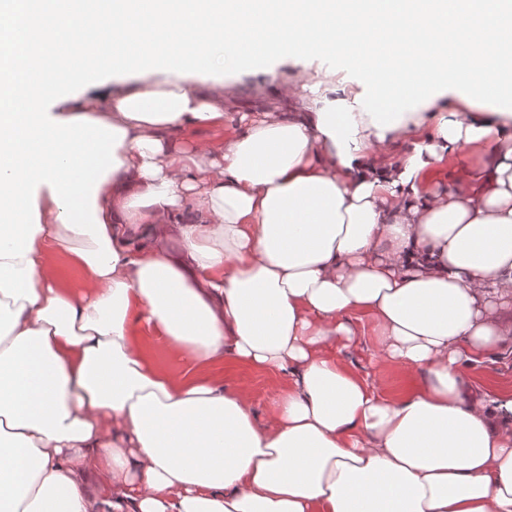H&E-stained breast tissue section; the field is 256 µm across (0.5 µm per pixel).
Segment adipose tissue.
<instances>
[{"mask_svg":"<svg viewBox=\"0 0 512 512\" xmlns=\"http://www.w3.org/2000/svg\"><path fill=\"white\" fill-rule=\"evenodd\" d=\"M36 2L0 7V512H512V393L462 378L512 345V0ZM287 58V107L225 112ZM363 331L427 382L340 363ZM226 358L284 379L264 422ZM133 336L154 363L166 367L174 374L183 373L193 364L177 353L164 337L152 334L142 323L136 325Z\"/></svg>","mask_w":512,"mask_h":512,"instance_id":"adipose-tissue-1","label":"adipose tissue"}]
</instances>
